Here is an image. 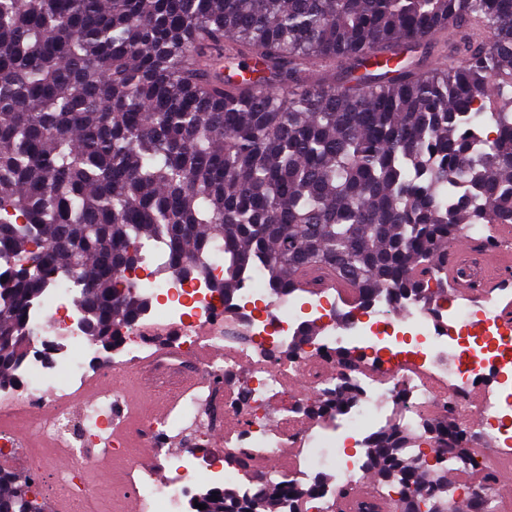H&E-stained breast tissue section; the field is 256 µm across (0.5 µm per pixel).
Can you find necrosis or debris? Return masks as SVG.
<instances>
[{
  "instance_id": "4bbe7bcc",
  "label": "necrosis or debris",
  "mask_w": 512,
  "mask_h": 512,
  "mask_svg": "<svg viewBox=\"0 0 512 512\" xmlns=\"http://www.w3.org/2000/svg\"><path fill=\"white\" fill-rule=\"evenodd\" d=\"M138 284L148 286L157 305L155 314L164 316L172 330V344L154 365L157 375L178 377L186 360L212 349L215 357L198 367L199 380L180 397V408L169 417L148 416L138 421L134 437L150 447L165 449L171 432L196 426L202 439H209L221 414L239 416L241 425L224 439L222 454L208 457L204 468L208 487L221 488L235 482L241 494L253 493L258 475L288 485L311 480L315 469L334 472L315 512H326V503L338 489L363 483L362 453L345 456L327 454L328 443L339 442L348 433L371 437L374 430L390 423L414 431L422 445L432 444L426 422L461 425L466 404L482 397L484 419L496 422L492 443L480 453L481 460L512 454V391H489L488 377L512 371V306L487 293L483 303L471 306L437 302L431 308L412 303L407 316L391 312L387 301L373 302L341 325L339 300L317 292L312 299L297 303L292 297L264 302L260 272H253L238 290V316L245 320L246 336L238 338L236 327L224 314V301L204 283L173 280L163 275L134 273ZM72 280H60L51 290L49 302L58 323L68 334L64 339L36 336L27 359L20 367L22 387L0 395V415L8 416L15 404L31 409L35 418L30 428L35 439L70 449L85 461L84 468L98 461L124 456L134 476L130 495L145 512H195L200 487L191 476L198 454L166 452V479H155L143 471L135 455L128 453L129 441L113 437L112 422L120 399L113 392L85 400L83 392L91 370L125 374L137 370L155 345L154 337L123 342L115 358L101 362L85 336L83 317L75 302ZM320 325L315 337L293 363L279 362L275 354L302 326ZM481 324L482 341L462 342L460 330ZM404 336L414 337L412 348L400 345ZM355 349L364 355L356 372L343 370L335 356L338 350ZM303 379L316 393L333 391L348 384L358 400L342 414L310 425L297 405L287 404L296 379ZM250 402H242V394ZM282 409L275 426H268L266 409ZM79 406L78 422H71L72 406ZM252 455L257 465L250 470L228 472L225 460L240 452Z\"/></svg>"
}]
</instances>
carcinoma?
<instances>
[{
  "instance_id": "obj_1",
  "label": "carcinoma",
  "mask_w": 512,
  "mask_h": 512,
  "mask_svg": "<svg viewBox=\"0 0 512 512\" xmlns=\"http://www.w3.org/2000/svg\"><path fill=\"white\" fill-rule=\"evenodd\" d=\"M412 49L431 65L404 61ZM218 61L239 78H214ZM318 67L342 86L312 80ZM488 224H512V0H0V254L16 258L0 274L1 388L19 384L29 314L62 270L82 282L92 346H121L150 305L122 279L145 239L164 246L165 273L233 314L255 268L274 296L333 270L359 307L429 305L448 295V250ZM318 333L304 325L279 357ZM356 401L339 387L301 409ZM428 429L452 440L448 463L407 452L399 426L376 435L364 467L378 499L481 512L493 472L463 499L448 482L479 471L475 434ZM325 484L212 489L196 512H309ZM0 512L45 510L0 467Z\"/></svg>"
}]
</instances>
